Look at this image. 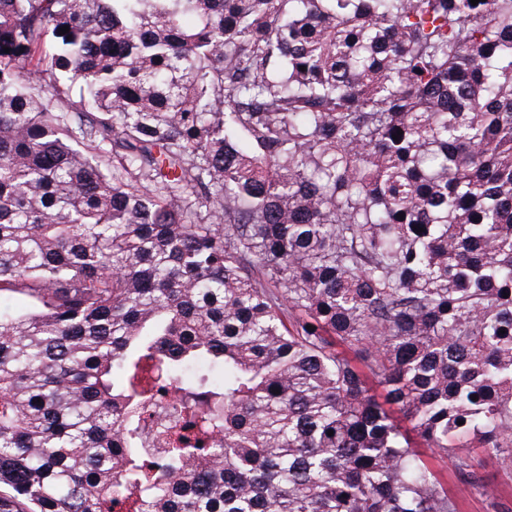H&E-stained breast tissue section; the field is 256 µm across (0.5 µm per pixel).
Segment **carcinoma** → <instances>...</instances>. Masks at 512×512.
I'll return each mask as SVG.
<instances>
[{
	"instance_id": "obj_1",
	"label": "carcinoma",
	"mask_w": 512,
	"mask_h": 512,
	"mask_svg": "<svg viewBox=\"0 0 512 512\" xmlns=\"http://www.w3.org/2000/svg\"><path fill=\"white\" fill-rule=\"evenodd\" d=\"M1 297L0 512H458L512 0H0Z\"/></svg>"
}]
</instances>
